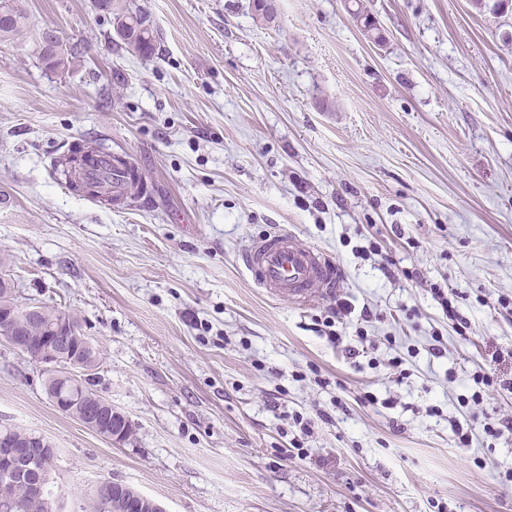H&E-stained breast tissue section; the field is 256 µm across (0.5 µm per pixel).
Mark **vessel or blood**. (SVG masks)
Returning a JSON list of instances; mask_svg holds the SVG:
<instances>
[{"label":"vessel or blood","mask_w":512,"mask_h":512,"mask_svg":"<svg viewBox=\"0 0 512 512\" xmlns=\"http://www.w3.org/2000/svg\"><path fill=\"white\" fill-rule=\"evenodd\" d=\"M91 179L102 180L107 192L121 195L130 172L117 165L109 151L96 152L86 168ZM256 284L277 298L310 300L332 294L338 282L335 262L320 249L307 246L295 236L275 231L247 245L238 256Z\"/></svg>","instance_id":"b4317fda"}]
</instances>
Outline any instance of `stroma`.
Returning a JSON list of instances; mask_svg holds the SVG:
<instances>
[{"instance_id":"1","label":"stroma","mask_w":512,"mask_h":512,"mask_svg":"<svg viewBox=\"0 0 512 512\" xmlns=\"http://www.w3.org/2000/svg\"><path fill=\"white\" fill-rule=\"evenodd\" d=\"M134 2L147 60L96 0H14L26 40L0 43V273L77 314L132 425L114 445L59 412L0 342V424L53 442L64 512L108 478L165 512H512V433L481 423L512 419V389L471 399L480 368L512 376V0H276L270 25L252 0ZM46 27L81 46L74 70L32 55ZM85 142L128 155L148 197L64 190L52 161ZM276 229L335 261L333 295L257 287L238 254ZM343 297L371 320L336 347ZM295 414L303 459L284 454ZM429 291L433 299L440 304L443 314L446 316V318H448V324H451L453 328L455 326L460 335L466 333V331L464 332L463 330L468 328V322L463 319L458 311L456 300L454 298L456 297L455 294H445L444 289L437 284H431Z\"/></svg>"}]
</instances>
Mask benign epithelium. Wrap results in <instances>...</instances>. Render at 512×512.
I'll use <instances>...</instances> for the list:
<instances>
[{
  "instance_id": "7a95c632",
  "label": "benign epithelium",
  "mask_w": 512,
  "mask_h": 512,
  "mask_svg": "<svg viewBox=\"0 0 512 512\" xmlns=\"http://www.w3.org/2000/svg\"><path fill=\"white\" fill-rule=\"evenodd\" d=\"M24 311L27 318L35 322L42 314L41 303H16L10 297L0 299V323L6 328L0 331V341L21 356L46 367V371L55 377L71 382L82 381L92 370L89 358L92 350L90 341L84 337H75L74 326L65 316L59 317L49 328L46 335L39 338L32 335L27 326L15 325L13 320L18 311ZM49 402L60 412L76 418L87 428L108 438L115 444L121 443V435L112 427V420L125 415L112 407L105 397L88 395L87 402L78 407L61 397L48 395ZM53 447V444L41 434H33L23 444H15L7 439H0V473L6 477L24 470L28 459ZM113 482L103 480L93 487L94 495L105 503L107 512H112Z\"/></svg>"
}]
</instances>
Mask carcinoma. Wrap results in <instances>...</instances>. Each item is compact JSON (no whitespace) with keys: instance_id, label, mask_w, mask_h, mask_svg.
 Segmentation results:
<instances>
[{"instance_id":"cac0c4a2","label":"carcinoma","mask_w":512,"mask_h":512,"mask_svg":"<svg viewBox=\"0 0 512 512\" xmlns=\"http://www.w3.org/2000/svg\"><path fill=\"white\" fill-rule=\"evenodd\" d=\"M98 7L113 16L116 22L115 34L118 45L125 48L126 52L135 54L142 58H148L155 53L156 36L147 13L131 2V0H98ZM253 11L257 20L271 24L277 18L275 0H253ZM355 22L363 25L367 34L375 35V39L381 36L375 34L376 22L365 13L362 5L351 12ZM27 16L14 6L13 0H0V42H14L26 34ZM34 52L38 58L46 63L53 70H66L70 68L73 60L82 55V50L76 46L68 47L59 39L54 42L42 45L35 43ZM95 147L89 144L73 146L69 152L58 160L57 171L64 176L65 184L74 192L81 193L87 197H97L107 204H112V196L102 193L100 186L85 180L81 171L75 169V165H86ZM147 195V186L138 173H132V180L129 182L126 197L131 200L139 199ZM45 386L51 390H59L69 399H76L81 396V391H89L88 387L78 389L68 383L47 379ZM58 452L49 450L36 456L28 465L27 475H34L38 472L50 471L56 468ZM11 500L14 503V512H46L42 503L28 499L25 492V484L15 481L9 487Z\"/></svg>"}]
</instances>
